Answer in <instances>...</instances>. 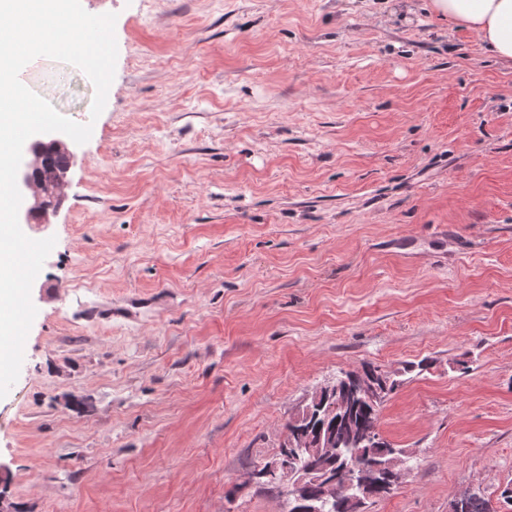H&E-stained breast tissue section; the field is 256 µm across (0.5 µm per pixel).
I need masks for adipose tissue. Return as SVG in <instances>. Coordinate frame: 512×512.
I'll list each match as a JSON object with an SVG mask.
<instances>
[{"mask_svg": "<svg viewBox=\"0 0 512 512\" xmlns=\"http://www.w3.org/2000/svg\"><path fill=\"white\" fill-rule=\"evenodd\" d=\"M429 8L470 31L499 60L512 61V0H431Z\"/></svg>", "mask_w": 512, "mask_h": 512, "instance_id": "obj_1", "label": "adipose tissue"}]
</instances>
